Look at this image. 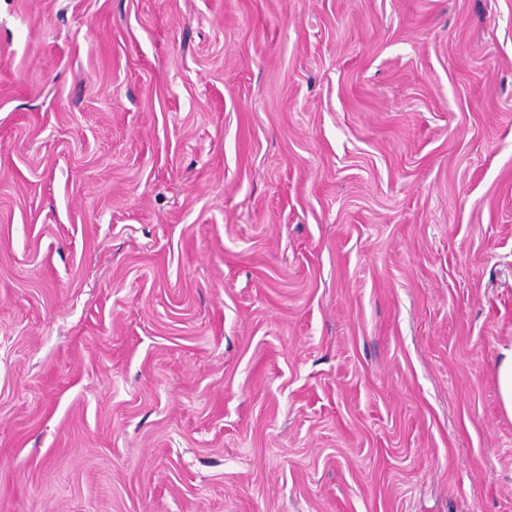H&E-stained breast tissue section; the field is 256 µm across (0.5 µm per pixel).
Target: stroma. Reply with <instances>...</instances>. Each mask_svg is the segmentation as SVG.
<instances>
[{"label":"stroma","instance_id":"stroma-1","mask_svg":"<svg viewBox=\"0 0 512 512\" xmlns=\"http://www.w3.org/2000/svg\"><path fill=\"white\" fill-rule=\"evenodd\" d=\"M512 0H0V512H512ZM497 381L502 408L512 420V347L502 352L497 366Z\"/></svg>","mask_w":512,"mask_h":512}]
</instances>
